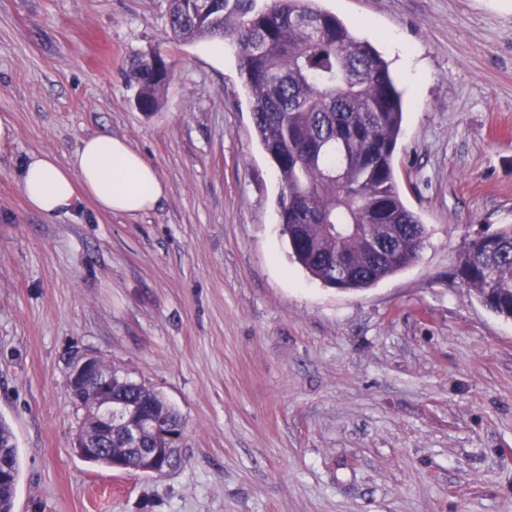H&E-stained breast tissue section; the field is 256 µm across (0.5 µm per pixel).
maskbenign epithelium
Here are the masks:
<instances>
[{
    "label": "benign epithelium",
    "instance_id": "7a95c632",
    "mask_svg": "<svg viewBox=\"0 0 512 512\" xmlns=\"http://www.w3.org/2000/svg\"><path fill=\"white\" fill-rule=\"evenodd\" d=\"M101 358L90 352L76 353L68 362L67 386L73 391L94 389L97 401L93 406L95 423L87 430L77 432L75 448L85 456L98 454L112 455L110 440L112 429H120L127 445V451L142 449L143 437L152 432L164 438L168 447L156 449L143 459L137 471L146 474L167 472L176 463L182 427H176L164 416L146 411L137 401L117 402L112 396L115 381H125L126 373L113 368L105 371L98 368Z\"/></svg>",
    "mask_w": 512,
    "mask_h": 512
}]
</instances>
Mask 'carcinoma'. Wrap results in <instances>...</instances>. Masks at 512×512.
I'll list each match as a JSON object with an SVG mask.
<instances>
[{
  "label": "carcinoma",
  "instance_id": "1",
  "mask_svg": "<svg viewBox=\"0 0 512 512\" xmlns=\"http://www.w3.org/2000/svg\"><path fill=\"white\" fill-rule=\"evenodd\" d=\"M173 39H228L250 99L254 132L279 181L277 218L292 257L314 279L360 290L419 257L425 227L403 202L394 155L403 101L388 63L317 0H168ZM171 77L160 54L133 60L129 80L143 112L154 111ZM457 273L488 308L512 319V225L472 241ZM178 413L144 385L116 383ZM0 512H13L19 458L0 418Z\"/></svg>",
  "mask_w": 512,
  "mask_h": 512
}]
</instances>
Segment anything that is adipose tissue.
I'll list each match as a JSON object with an SVG mask.
<instances>
[{
  "label": "adipose tissue",
  "instance_id": "ef3b65f1",
  "mask_svg": "<svg viewBox=\"0 0 512 512\" xmlns=\"http://www.w3.org/2000/svg\"><path fill=\"white\" fill-rule=\"evenodd\" d=\"M19 185L29 207L49 220L71 215L86 198L104 212L137 215L153 209L166 193L156 168L111 135L84 139L64 165L46 154L30 155Z\"/></svg>",
  "mask_w": 512,
  "mask_h": 512
}]
</instances>
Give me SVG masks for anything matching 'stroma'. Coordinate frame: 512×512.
I'll list each match as a JSON object with an SVG mask.
<instances>
[{
	"mask_svg": "<svg viewBox=\"0 0 512 512\" xmlns=\"http://www.w3.org/2000/svg\"><path fill=\"white\" fill-rule=\"evenodd\" d=\"M167 0H0V418L14 512H512V319L456 275L512 224V0H319L389 62L419 259L360 291L308 276L277 223L232 49L171 40ZM173 77L139 111L128 70ZM123 138L167 187L137 216L29 208L31 154ZM182 416L164 475L74 449L72 350ZM4 468H7L10 481L0 487V512H12L19 478L18 450L12 428L0 418V469L4 471Z\"/></svg>",
	"mask_w": 512,
	"mask_h": 512,
	"instance_id": "stroma-1",
	"label": "stroma"
}]
</instances>
